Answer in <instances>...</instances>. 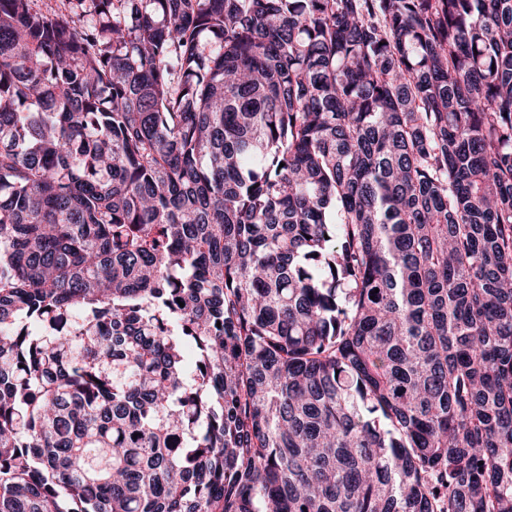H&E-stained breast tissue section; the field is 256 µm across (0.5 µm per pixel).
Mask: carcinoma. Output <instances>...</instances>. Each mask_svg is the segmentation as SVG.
Wrapping results in <instances>:
<instances>
[{"label":"carcinoma","mask_w":512,"mask_h":512,"mask_svg":"<svg viewBox=\"0 0 512 512\" xmlns=\"http://www.w3.org/2000/svg\"><path fill=\"white\" fill-rule=\"evenodd\" d=\"M32 2L0 512H512V0Z\"/></svg>","instance_id":"carcinoma-1"}]
</instances>
